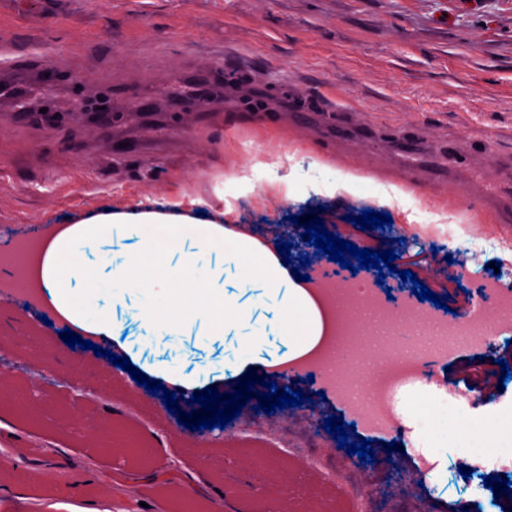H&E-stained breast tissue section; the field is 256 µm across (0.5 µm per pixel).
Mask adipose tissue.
Here are the masks:
<instances>
[{
	"label": "adipose tissue",
	"mask_w": 512,
	"mask_h": 512,
	"mask_svg": "<svg viewBox=\"0 0 512 512\" xmlns=\"http://www.w3.org/2000/svg\"><path fill=\"white\" fill-rule=\"evenodd\" d=\"M43 281L51 305L67 320L115 342L128 313L159 336H220L234 324L241 340L223 361L233 375L258 361L265 334L246 291H260L268 306L303 320L286 360L311 351L323 332L317 305L273 248L184 212L111 211L70 225L46 249Z\"/></svg>",
	"instance_id": "obj_1"
}]
</instances>
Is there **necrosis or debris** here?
Masks as SVG:
<instances>
[{
	"mask_svg": "<svg viewBox=\"0 0 512 512\" xmlns=\"http://www.w3.org/2000/svg\"><path fill=\"white\" fill-rule=\"evenodd\" d=\"M382 277L390 281L394 275L369 268L319 287L333 329L299 372L315 375L357 428L401 436L405 426L395 405L397 395L419 381L444 387L441 368L457 345L487 346L512 336V285L496 276L484 277L470 308L442 316L411 295L389 300L378 284ZM313 416L306 405L276 420L250 411L240 415L237 434L300 459L324 482L340 486L353 512H377L378 481L368 477L356 455L335 448L328 436H316L310 428Z\"/></svg>",
	"mask_w": 512,
	"mask_h": 512,
	"instance_id": "4bbe7bcc",
	"label": "necrosis or debris"
}]
</instances>
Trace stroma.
I'll return each instance as SVG.
<instances>
[{"instance_id":"obj_1","label":"stroma","mask_w":512,"mask_h":512,"mask_svg":"<svg viewBox=\"0 0 512 512\" xmlns=\"http://www.w3.org/2000/svg\"><path fill=\"white\" fill-rule=\"evenodd\" d=\"M0 48V236L157 204L268 225L320 205L330 233L394 250L400 269L460 312L499 257L495 241L512 239V0H0ZM36 52L58 59L59 84L39 81ZM219 83L223 111H202L195 93ZM99 93L112 113L94 123L81 104ZM40 100L58 121L26 110ZM327 165L364 182L352 195H323ZM227 176L239 185L218 191ZM467 207L484 227L468 279L428 277L421 245L354 222L374 210L397 224H444L449 210ZM125 335L131 355L190 376L216 370L233 341L187 336L174 350L162 339L148 343L135 319ZM1 341L20 342L28 359L52 345L57 361L54 393L40 399L36 420L0 398V445L26 461L0 467V512L34 499L44 512H84L120 484L136 487L148 512H174L179 485L145 479L172 457L184 472L207 474L195 491L203 507L213 489L233 486L240 495L229 512H243L245 493L261 483L296 512L336 495L273 449L245 457L232 443H197L177 415L146 402L133 412L112 395L78 406L66 396L72 383L105 389L113 377L11 301L0 302ZM400 404L409 440L389 454L372 446L383 484L416 477L433 512H457L465 500L476 512H512L456 465L461 438L476 426L490 428L486 450L512 444L498 430L512 419V383L449 427L441 454L426 426L430 399ZM108 415L121 425L143 419L139 452L102 447L88 434Z\"/></svg>"}]
</instances>
